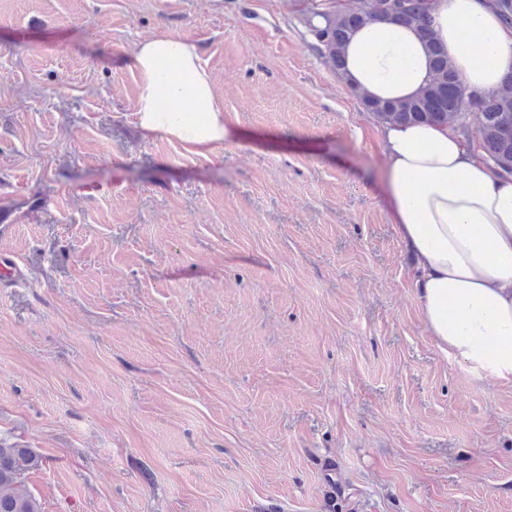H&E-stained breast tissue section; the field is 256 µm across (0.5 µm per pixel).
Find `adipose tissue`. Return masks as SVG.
<instances>
[{"label": "adipose tissue", "instance_id": "ef3b65f1", "mask_svg": "<svg viewBox=\"0 0 512 512\" xmlns=\"http://www.w3.org/2000/svg\"><path fill=\"white\" fill-rule=\"evenodd\" d=\"M432 29L466 94L481 97L512 73V28L490 0H432ZM346 83L373 99L404 101L431 78L418 29L374 21L344 48ZM141 128L191 153L240 139L197 46L159 33L130 59ZM381 197L415 257L411 281L428 336L476 379L512 385V177L452 127L387 124Z\"/></svg>", "mask_w": 512, "mask_h": 512}]
</instances>
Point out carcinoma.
<instances>
[{
    "mask_svg": "<svg viewBox=\"0 0 512 512\" xmlns=\"http://www.w3.org/2000/svg\"><path fill=\"white\" fill-rule=\"evenodd\" d=\"M430 13V0H368L343 13L312 10L305 24L315 37L313 47L336 69L341 66L345 44L364 24L387 20L416 26L430 45L431 81L409 100L365 102V110L383 124L450 125L463 137L467 136V118L472 115L480 126L478 143L485 159L500 173L512 174V133L501 132L505 123L512 127V74L499 88L478 99L467 96L456 79L448 52L435 41ZM41 465L42 458L34 450L0 441V512H42L40 502L25 483V473Z\"/></svg>",
    "mask_w": 512,
    "mask_h": 512,
    "instance_id": "cac0c4a2",
    "label": "carcinoma"
}]
</instances>
